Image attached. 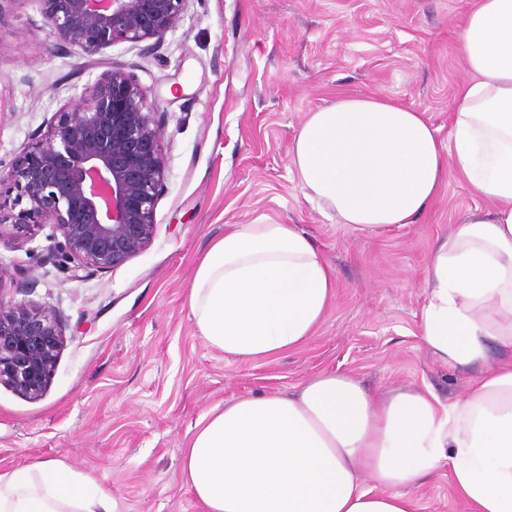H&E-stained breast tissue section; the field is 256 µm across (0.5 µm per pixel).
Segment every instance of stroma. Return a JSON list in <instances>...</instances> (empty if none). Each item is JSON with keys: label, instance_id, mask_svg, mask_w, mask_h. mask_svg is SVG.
<instances>
[{"label": "stroma", "instance_id": "35a3bbf8", "mask_svg": "<svg viewBox=\"0 0 512 512\" xmlns=\"http://www.w3.org/2000/svg\"><path fill=\"white\" fill-rule=\"evenodd\" d=\"M470 0H189L162 38L96 54L57 43L39 0H0V171L102 73L134 76L163 120L166 190L143 252L81 279L50 260L53 227L23 248L0 238L5 297L59 314L65 344L39 399L0 384V471L52 459L108 486L118 512H205L181 481L190 430L235 398L293 393L323 371L374 390L428 389L452 402L476 371L439 362L419 337L431 252L474 211L456 172L414 223L381 233L337 223L304 197L290 160L307 112L382 96L426 112L448 136L467 77L457 34ZM299 225L334 268L314 336L239 362L210 348L186 297L228 224ZM416 512H469L448 471L415 487Z\"/></svg>", "mask_w": 512, "mask_h": 512}]
</instances>
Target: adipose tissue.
<instances>
[{
  "label": "adipose tissue",
  "mask_w": 512,
  "mask_h": 512,
  "mask_svg": "<svg viewBox=\"0 0 512 512\" xmlns=\"http://www.w3.org/2000/svg\"><path fill=\"white\" fill-rule=\"evenodd\" d=\"M468 76L448 139L425 112L346 96L307 113L290 159L307 198L374 232L412 223L449 168L490 215L469 217L429 260L420 338L479 374L454 402L432 391L375 393L321 372L298 393L226 402L194 425L181 477L206 512H415L409 494L448 467L470 512H512V0H476L457 37ZM336 288L295 224H228L188 293L208 346L257 361L305 344ZM0 512H117L111 490L55 460L0 472Z\"/></svg>",
  "instance_id": "adipose-tissue-1"
}]
</instances>
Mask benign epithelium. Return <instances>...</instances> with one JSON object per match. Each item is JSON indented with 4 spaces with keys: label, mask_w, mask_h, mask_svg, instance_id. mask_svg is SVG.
<instances>
[{
    "label": "benign epithelium",
    "mask_w": 512,
    "mask_h": 512,
    "mask_svg": "<svg viewBox=\"0 0 512 512\" xmlns=\"http://www.w3.org/2000/svg\"><path fill=\"white\" fill-rule=\"evenodd\" d=\"M188 0H41L56 40L95 54L173 30ZM156 101L129 74L114 70L87 84L54 113L47 132L14 158L0 184L17 191L0 204V237L11 226L16 244L30 227L51 224V259L73 279L106 273L144 251L154 235L167 162ZM0 265V383L41 397L63 345L59 321L30 302L6 301Z\"/></svg>",
    "instance_id": "benign-epithelium-1"
}]
</instances>
